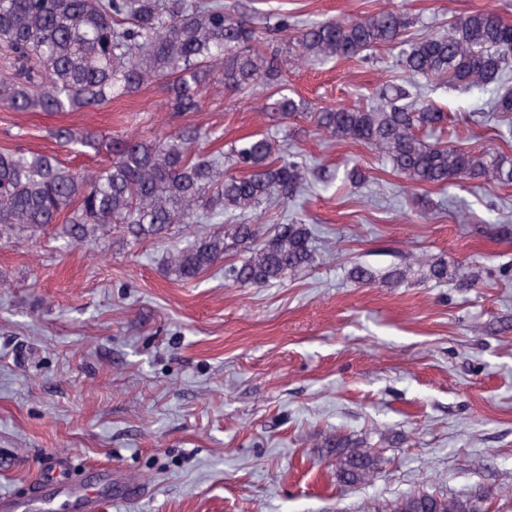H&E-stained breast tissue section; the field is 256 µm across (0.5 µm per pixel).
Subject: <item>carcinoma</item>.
Here are the masks:
<instances>
[{
  "label": "carcinoma",
  "mask_w": 512,
  "mask_h": 512,
  "mask_svg": "<svg viewBox=\"0 0 512 512\" xmlns=\"http://www.w3.org/2000/svg\"><path fill=\"white\" fill-rule=\"evenodd\" d=\"M410 25L400 9L367 17L325 20L292 28L288 14L256 18L224 0H0V105L16 112L58 113L130 98L155 84L172 112H196L207 86L253 93L262 89L261 110L286 123L305 118L313 132L363 144L390 164L411 187L446 188L480 179L512 184V159L488 160L462 145L424 135L444 128L445 113L420 104L418 80L455 91L495 90V109L512 112V24L491 7L458 16L442 34L411 41L398 56L402 75L378 90L376 102L351 107H314L286 93L288 73L279 47L268 35L288 36L285 52L302 64L363 53L398 43ZM162 132L152 138L119 139L110 133L60 126L50 136L60 147L106 152L96 171L64 166L54 153L0 151V241L49 228L69 245L91 248L97 234L115 229L136 241H167L183 224H212L231 213L239 223L198 238L191 246L168 247L167 274L190 280L224 263L234 286L267 287L311 268L313 225L300 219L263 229L248 222L259 208L296 198L316 177L315 168L276 147L267 136L250 135L231 145L229 156L206 153L202 128L184 125L173 133L167 115L156 117ZM238 170L224 173V159ZM242 255L224 262L228 254ZM412 277L472 289L481 275L470 266L449 265L421 254L412 263L380 274L354 264L352 284L398 288ZM316 446L335 460L336 482L359 487L372 481L385 458L363 438L328 435ZM391 512H473L472 500L418 491L397 499Z\"/></svg>",
  "instance_id": "obj_1"
}]
</instances>
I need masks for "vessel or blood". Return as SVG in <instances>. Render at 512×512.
Segmentation results:
<instances>
[{
  "instance_id": "1",
  "label": "vessel or blood",
  "mask_w": 512,
  "mask_h": 512,
  "mask_svg": "<svg viewBox=\"0 0 512 512\" xmlns=\"http://www.w3.org/2000/svg\"><path fill=\"white\" fill-rule=\"evenodd\" d=\"M96 474L95 484L88 486L74 480L66 463L47 462L31 496L0 494V512H28L33 502L50 503L60 499L68 503L71 512H105L113 501L132 500L140 494L136 482L117 479L110 469H97Z\"/></svg>"
}]
</instances>
